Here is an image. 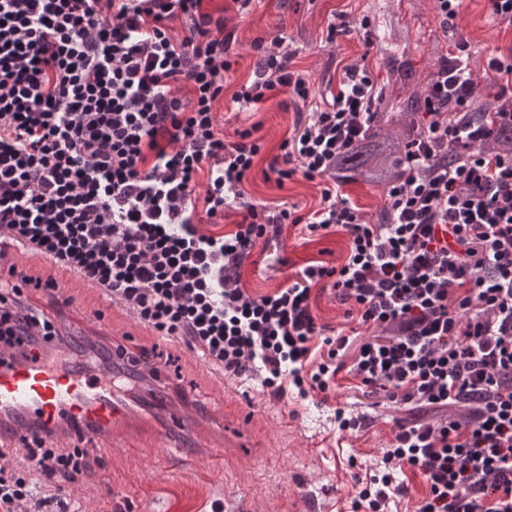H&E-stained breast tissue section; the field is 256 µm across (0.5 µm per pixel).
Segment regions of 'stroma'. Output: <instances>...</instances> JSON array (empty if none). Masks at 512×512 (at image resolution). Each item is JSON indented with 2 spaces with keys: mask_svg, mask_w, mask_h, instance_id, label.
<instances>
[{
  "mask_svg": "<svg viewBox=\"0 0 512 512\" xmlns=\"http://www.w3.org/2000/svg\"><path fill=\"white\" fill-rule=\"evenodd\" d=\"M369 17V30L357 21ZM230 52L235 65L224 85L225 100L217 108L225 136L261 123L268 154L291 136L297 115H310L335 93L345 67L366 66L382 96L381 115L396 114L403 93L396 70L410 62L415 81L427 86L442 56L455 43L474 49L469 68L484 95L498 99L501 84L488 69L491 55L512 49V22L490 13L488 0H462L459 16L442 25L432 0H254L249 13L234 21ZM284 33L286 47L298 69L311 82L307 101L283 103L274 97L246 109L232 95L247 79L255 61L252 43ZM322 186L294 176L284 186L265 179L255 168L244 185V199L258 205L289 203L301 212L317 210ZM366 221L382 218L384 189L352 178L338 189ZM348 252V238L339 228L309 236L288 225L278 240L257 244L241 268V283L264 295L287 286L303 266L337 265ZM278 254L280 263L269 260ZM71 303L56 322L61 339L86 336L94 313H102L116 344L134 360H154L158 336L141 327L124 310L110 306L101 291L72 288ZM312 311L319 322L336 330L370 337L367 327L347 315V304L333 292L312 291ZM175 365L162 366L163 379L150 392L141 385L125 390L147 429L134 434L124 448L98 449L99 461L75 482L66 484L76 512H352L363 483L376 474L382 452L394 436L398 409L368 395L348 370H341L328 395L307 399L287 394L274 399L259 381L230 380L221 386L206 364L188 348L177 351ZM174 397L200 412L195 429L158 440L153 432L155 400ZM363 416L358 429L339 431L335 413Z\"/></svg>",
  "mask_w": 512,
  "mask_h": 512,
  "instance_id": "35a3bbf8",
  "label": "stroma"
}]
</instances>
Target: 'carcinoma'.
Segmentation results:
<instances>
[{"label": "carcinoma", "instance_id": "cac0c4a2", "mask_svg": "<svg viewBox=\"0 0 512 512\" xmlns=\"http://www.w3.org/2000/svg\"><path fill=\"white\" fill-rule=\"evenodd\" d=\"M397 81L408 88L400 103L402 118L390 121L389 128L376 132L366 141L356 145L336 160V175L359 177L372 184H382L397 176V158L404 145L418 133L413 117L422 112V92L411 86L412 75L404 68L397 70ZM488 148L504 152L512 149V127L503 125L496 129Z\"/></svg>", "mask_w": 512, "mask_h": 512}]
</instances>
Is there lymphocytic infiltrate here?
<instances>
[{
	"mask_svg": "<svg viewBox=\"0 0 512 512\" xmlns=\"http://www.w3.org/2000/svg\"><path fill=\"white\" fill-rule=\"evenodd\" d=\"M230 22L203 12L202 0H0V240L53 260L170 345L260 380L270 396L329 391L351 348L354 376L390 402L470 405L465 421L396 419L384 470L359 500L388 512L409 466L429 488L416 512H512V153L481 149L512 124V96L470 119L472 51L459 44L442 57L427 85V122L385 186L383 222L371 224L338 198L333 175L378 116L369 71L348 66L336 94L296 122L267 166L280 183L323 181L320 208L259 207L244 201L243 185L262 126L229 140L215 112L233 65ZM284 42L255 41L252 77L234 102L308 100L310 82ZM441 147L459 154L455 166L435 164ZM231 209L232 232H205L203 221ZM286 224L311 235L341 227L345 261L249 294L244 261ZM323 282L374 337L358 343L317 322L312 290ZM21 284L0 278V347L33 359L57 331L18 306ZM12 454L0 448V512H71L61 484L96 458L46 437L26 444L23 462Z\"/></svg>",
	"mask_w": 512,
	"mask_h": 512,
	"instance_id": "f902f5d3",
	"label": "lymphocytic infiltrate"
}]
</instances>
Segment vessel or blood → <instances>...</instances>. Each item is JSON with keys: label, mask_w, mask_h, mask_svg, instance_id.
Segmentation results:
<instances>
[{"label": "vessel or blood", "mask_w": 512, "mask_h": 512, "mask_svg": "<svg viewBox=\"0 0 512 512\" xmlns=\"http://www.w3.org/2000/svg\"><path fill=\"white\" fill-rule=\"evenodd\" d=\"M157 415L171 432L196 422L187 406L172 402ZM135 420L108 371L65 366L48 356L31 361L9 350L0 352V437L29 440L47 430L59 444L82 434L103 447L122 448Z\"/></svg>", "instance_id": "obj_1"}]
</instances>
